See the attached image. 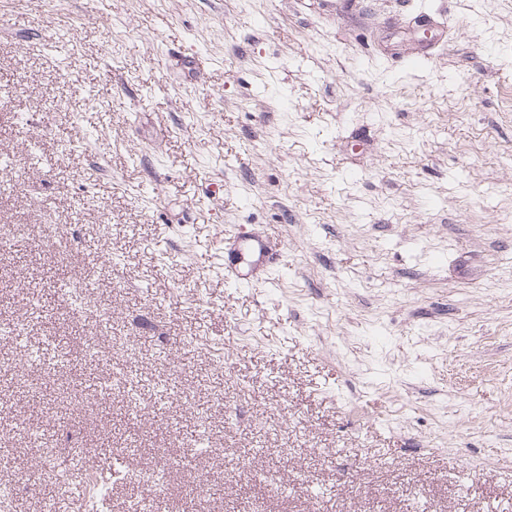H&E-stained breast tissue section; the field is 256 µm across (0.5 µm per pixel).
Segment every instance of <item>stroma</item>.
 Wrapping results in <instances>:
<instances>
[{
  "mask_svg": "<svg viewBox=\"0 0 512 512\" xmlns=\"http://www.w3.org/2000/svg\"><path fill=\"white\" fill-rule=\"evenodd\" d=\"M1 226L7 512H512V0H0ZM279 243L268 234L232 236L224 244V277L249 284L254 270L269 272L279 261Z\"/></svg>",
  "mask_w": 512,
  "mask_h": 512,
  "instance_id": "1",
  "label": "stroma"
}]
</instances>
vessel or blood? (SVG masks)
Segmentation results:
<instances>
[{
	"mask_svg": "<svg viewBox=\"0 0 512 512\" xmlns=\"http://www.w3.org/2000/svg\"><path fill=\"white\" fill-rule=\"evenodd\" d=\"M279 244L267 234L238 235L224 244V277L247 284L254 270H270L279 261Z\"/></svg>",
	"mask_w": 512,
	"mask_h": 512,
	"instance_id": "vessel-or-blood-1",
	"label": "vessel or blood"
}]
</instances>
